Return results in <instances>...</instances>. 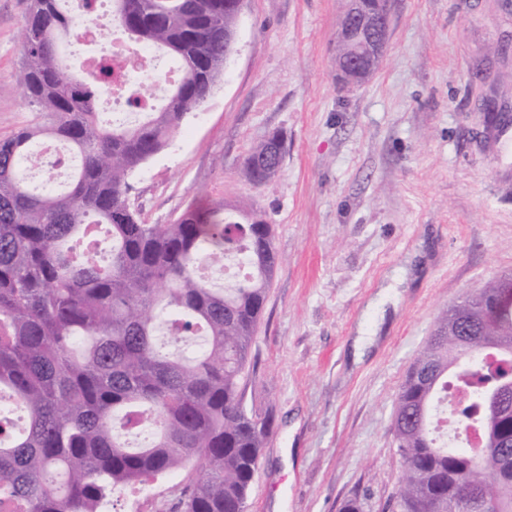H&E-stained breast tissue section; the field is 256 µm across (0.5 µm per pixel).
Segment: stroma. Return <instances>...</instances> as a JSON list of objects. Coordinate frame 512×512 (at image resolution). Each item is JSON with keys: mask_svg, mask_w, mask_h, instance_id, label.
<instances>
[{"mask_svg": "<svg viewBox=\"0 0 512 512\" xmlns=\"http://www.w3.org/2000/svg\"><path fill=\"white\" fill-rule=\"evenodd\" d=\"M30 0H0V138L34 117L18 87ZM503 0H392L365 84L342 86V0H246L238 52L202 109L130 178L148 224L248 204L275 227L278 264L245 403L270 416L247 512H390L402 475L394 401L442 310L512 273V113ZM280 133L264 184L242 166ZM363 340V358L355 356Z\"/></svg>", "mask_w": 512, "mask_h": 512, "instance_id": "1", "label": "stroma"}]
</instances>
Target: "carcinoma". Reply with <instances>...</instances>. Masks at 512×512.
Listing matches in <instances>:
<instances>
[{
  "instance_id": "obj_1",
  "label": "carcinoma",
  "mask_w": 512,
  "mask_h": 512,
  "mask_svg": "<svg viewBox=\"0 0 512 512\" xmlns=\"http://www.w3.org/2000/svg\"><path fill=\"white\" fill-rule=\"evenodd\" d=\"M129 38L180 63L164 106L106 126L98 93L58 41L76 34L69 0H32L18 86L34 122L0 139V512H104L115 494L182 471L173 512H245L271 419L244 404L252 345L277 263L273 225L244 208L188 209L145 224L131 174L170 143L224 71V25L239 0H111ZM37 139L77 159L69 186L27 181ZM244 164L266 182L256 161ZM244 274L217 286L198 261ZM469 377L460 414L491 442L512 441V274L445 309L394 402L403 461L393 512H466L472 491L512 512V447L444 448L434 404Z\"/></svg>"
}]
</instances>
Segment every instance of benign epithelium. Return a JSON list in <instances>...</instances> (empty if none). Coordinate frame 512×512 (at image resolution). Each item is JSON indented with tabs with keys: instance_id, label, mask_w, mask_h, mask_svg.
Wrapping results in <instances>:
<instances>
[{
	"instance_id": "7a95c632",
	"label": "benign epithelium",
	"mask_w": 512,
	"mask_h": 512,
	"mask_svg": "<svg viewBox=\"0 0 512 512\" xmlns=\"http://www.w3.org/2000/svg\"><path fill=\"white\" fill-rule=\"evenodd\" d=\"M389 31L390 12L378 11L371 0H344L338 44L350 50L336 62L344 86H359L373 76L387 54Z\"/></svg>"
}]
</instances>
